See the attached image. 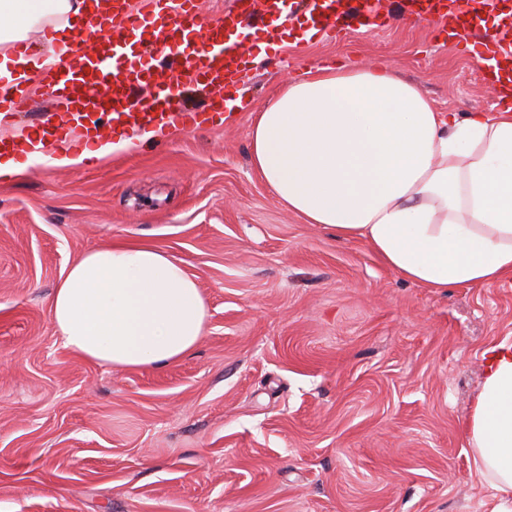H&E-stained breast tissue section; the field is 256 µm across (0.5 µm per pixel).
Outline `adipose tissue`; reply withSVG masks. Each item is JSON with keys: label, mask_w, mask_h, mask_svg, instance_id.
<instances>
[{"label": "adipose tissue", "mask_w": 512, "mask_h": 512, "mask_svg": "<svg viewBox=\"0 0 512 512\" xmlns=\"http://www.w3.org/2000/svg\"><path fill=\"white\" fill-rule=\"evenodd\" d=\"M72 0H0V76L20 91L41 62L30 31L55 43ZM254 168L310 224L366 242L426 288L512 275V102L458 117L382 63L320 66L283 83L253 122ZM55 330L87 361L161 369L191 352L208 316L196 281L166 252L114 243L85 252L50 299ZM467 427L472 471L512 512V343L491 344Z\"/></svg>", "instance_id": "1"}]
</instances>
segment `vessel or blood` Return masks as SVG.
I'll return each instance as SVG.
<instances>
[{
    "label": "vessel or blood",
    "instance_id": "vessel-or-blood-1",
    "mask_svg": "<svg viewBox=\"0 0 512 512\" xmlns=\"http://www.w3.org/2000/svg\"><path fill=\"white\" fill-rule=\"evenodd\" d=\"M112 15L109 36H98L94 21H87L92 51L67 48L59 62L45 68L42 84L53 101V123L38 133L0 134V154L55 157L61 150H83L103 129L122 130L132 138L151 126L195 130L214 122L224 101L226 88L253 81L255 74L244 64L238 43L227 42V32L251 25L252 21L285 10V0H238L237 10L225 12L217 22L201 26L195 0H106ZM499 11L495 32L485 31L484 11ZM305 13L314 29L335 37L343 28L359 23L376 24L374 8L362 0H306ZM422 17H444L454 26L459 44L482 45L483 69L489 73H512V0H419ZM159 23L146 49L137 60L126 53V38L142 29L149 17ZM197 32L199 43L191 53L178 52L184 30ZM169 65L168 84L152 80L155 65ZM192 82L209 91L207 106H184L181 88Z\"/></svg>",
    "mask_w": 512,
    "mask_h": 512
}]
</instances>
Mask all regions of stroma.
<instances>
[{
	"label": "stroma",
	"instance_id": "stroma-1",
	"mask_svg": "<svg viewBox=\"0 0 512 512\" xmlns=\"http://www.w3.org/2000/svg\"><path fill=\"white\" fill-rule=\"evenodd\" d=\"M402 0L340 38L286 35L222 122L0 181V512H488L465 424L512 278L434 291L273 198L249 130L278 87L389 63L435 106L492 110L473 53ZM164 250L208 307L163 369L70 352L49 301L86 251Z\"/></svg>",
	"mask_w": 512,
	"mask_h": 512
}]
</instances>
